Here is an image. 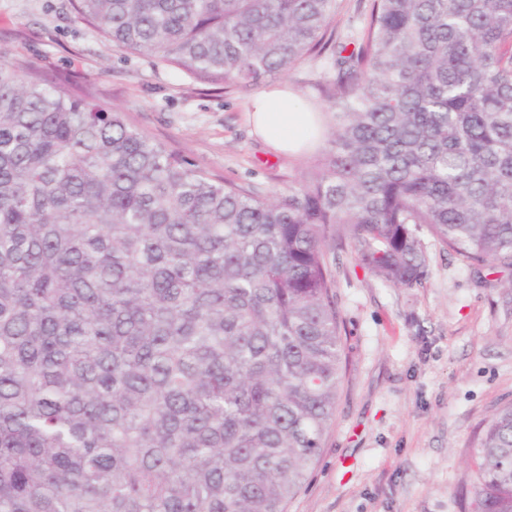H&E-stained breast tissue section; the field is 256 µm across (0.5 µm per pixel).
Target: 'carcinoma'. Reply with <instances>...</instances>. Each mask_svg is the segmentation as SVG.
<instances>
[{"instance_id":"obj_1","label":"carcinoma","mask_w":512,"mask_h":512,"mask_svg":"<svg viewBox=\"0 0 512 512\" xmlns=\"http://www.w3.org/2000/svg\"><path fill=\"white\" fill-rule=\"evenodd\" d=\"M128 54L225 90L330 54L288 189L209 177L32 66L0 64V512H285L336 410L332 250L380 281L419 232L512 265V0H71ZM470 512H512V404ZM368 7L367 0H343L340 11L333 18L331 26L336 33L345 38L351 30L357 32L363 23V13Z\"/></svg>"}]
</instances>
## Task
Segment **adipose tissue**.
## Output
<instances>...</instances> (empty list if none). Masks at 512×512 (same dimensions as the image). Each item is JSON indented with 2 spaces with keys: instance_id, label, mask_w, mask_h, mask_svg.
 Here are the masks:
<instances>
[{
  "instance_id": "1",
  "label": "adipose tissue",
  "mask_w": 512,
  "mask_h": 512,
  "mask_svg": "<svg viewBox=\"0 0 512 512\" xmlns=\"http://www.w3.org/2000/svg\"><path fill=\"white\" fill-rule=\"evenodd\" d=\"M255 132L280 151L298 149L312 134L313 119L301 108L289 89H273L255 95L251 101Z\"/></svg>"
}]
</instances>
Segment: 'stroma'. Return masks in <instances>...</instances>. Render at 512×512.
<instances>
[{
	"mask_svg": "<svg viewBox=\"0 0 512 512\" xmlns=\"http://www.w3.org/2000/svg\"><path fill=\"white\" fill-rule=\"evenodd\" d=\"M0 61L36 66L63 91L125 113L168 150L224 182L283 188L298 155L274 153L248 118L258 90L285 87L320 109L306 62L227 92L159 59L118 52L76 19L70 0H0ZM423 279L381 283L339 253L342 382L333 422L285 512H464L472 450L512 402V268L471 267L428 231Z\"/></svg>",
	"mask_w": 512,
	"mask_h": 512,
	"instance_id": "stroma-1",
	"label": "stroma"
}]
</instances>
